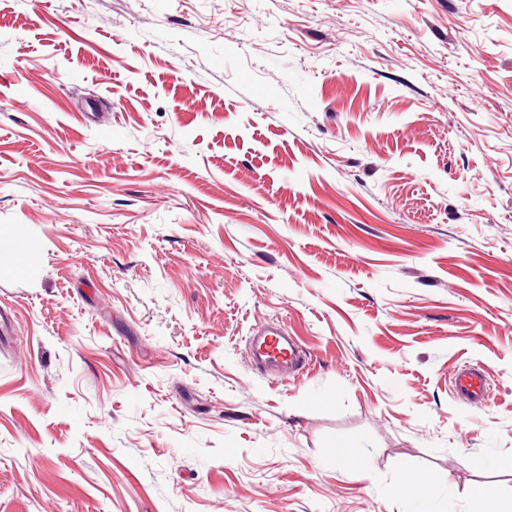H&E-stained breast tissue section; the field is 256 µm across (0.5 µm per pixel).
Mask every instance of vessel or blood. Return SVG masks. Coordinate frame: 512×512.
Returning <instances> with one entry per match:
<instances>
[{
    "instance_id": "1",
    "label": "vessel or blood",
    "mask_w": 512,
    "mask_h": 512,
    "mask_svg": "<svg viewBox=\"0 0 512 512\" xmlns=\"http://www.w3.org/2000/svg\"><path fill=\"white\" fill-rule=\"evenodd\" d=\"M249 361L256 370L282 379L303 368L307 353L298 337L289 335L284 323L270 321L258 324L248 342ZM454 393L475 406L486 405L491 399L488 380L474 367L457 369L450 377Z\"/></svg>"
}]
</instances>
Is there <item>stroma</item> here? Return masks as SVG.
<instances>
[{"label":"stroma","mask_w":512,"mask_h":512,"mask_svg":"<svg viewBox=\"0 0 512 512\" xmlns=\"http://www.w3.org/2000/svg\"><path fill=\"white\" fill-rule=\"evenodd\" d=\"M0 312V512L512 497V0H0ZM249 337L248 357L256 370L282 379L306 365L307 353L298 336L288 335L287 327L279 321L259 323ZM450 384L458 397L475 406L486 405L492 396L488 380L478 368L465 366L457 369L450 377ZM400 489L404 492L424 496L428 491V483L421 478L420 472L412 459H404L399 466Z\"/></svg>","instance_id":"obj_1"}]
</instances>
